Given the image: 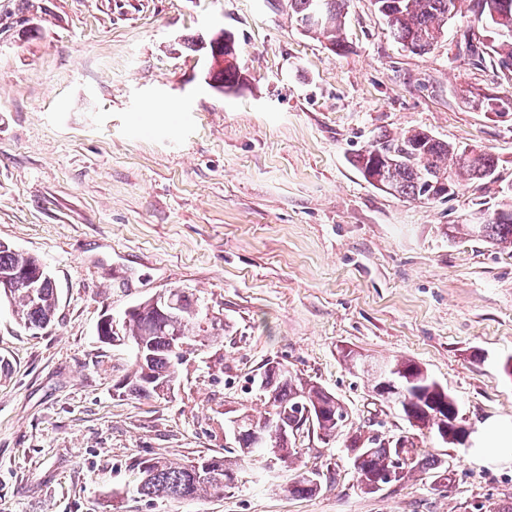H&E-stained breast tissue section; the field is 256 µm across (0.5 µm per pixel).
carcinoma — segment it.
I'll use <instances>...</instances> for the list:
<instances>
[{"mask_svg": "<svg viewBox=\"0 0 512 512\" xmlns=\"http://www.w3.org/2000/svg\"><path fill=\"white\" fill-rule=\"evenodd\" d=\"M322 3L320 24L308 36L325 41L329 50L346 52L350 43L345 34L346 0H268L275 10L287 9L295 22L303 20L312 6ZM385 19L391 36L406 50L426 54L438 43L440 29L458 12L461 0H374ZM474 22L496 35L488 46V56L503 62L512 60V0H469ZM225 33L215 34L209 41V78L215 87L231 93L242 84L236 45L223 44ZM354 166L362 173L375 166L382 171L384 185L407 199L429 200L428 182L438 185V192L448 198L457 193L462 182L491 183L497 180L498 159L479 151L462 156L459 147L443 141L428 131L410 130L399 136L380 134L372 144L356 154ZM468 235L492 245L512 247V222L506 224H469ZM38 258L0 249V275L16 268L32 265ZM174 307L159 312L162 296L142 302L125 312L119 335L99 334L104 342L131 345L133 360L129 372L120 381L123 394L144 399H165L171 386L180 378V366L186 355L204 346L207 340L224 336V320L208 316L199 298L179 289L167 291ZM9 305L20 326H39L50 320L56 310V286L43 284L37 296L26 290L13 292ZM390 366L404 372L416 386L410 399L395 405L401 416L413 427L438 428V406L455 403L454 397L427 370L412 360H396ZM254 378L255 391L263 399L264 413L255 415L248 406L237 410V427L232 434L234 447L224 455H203L188 464H178L159 457L135 463L140 475L134 491L149 499L194 500L224 495L237 487L239 476L253 469L264 470L274 460L285 463L296 454L295 434L306 428L299 405L320 410L313 424L314 432L324 442L336 439L348 419L344 404L329 390L288 370V366L262 365ZM404 457L400 478L413 471L431 475L447 487L454 471L436 455L416 447L404 436ZM394 444L379 437L351 435L346 449L354 452V473L364 484L385 475L394 464ZM300 472L286 487L293 496H313L328 487L326 479L319 486Z\"/></svg>", "mask_w": 512, "mask_h": 512, "instance_id": "obj_1", "label": "carcinoma"}]
</instances>
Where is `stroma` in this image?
Returning a JSON list of instances; mask_svg holds the SVG:
<instances>
[{
    "instance_id": "35a3bbf8",
    "label": "stroma",
    "mask_w": 512,
    "mask_h": 512,
    "mask_svg": "<svg viewBox=\"0 0 512 512\" xmlns=\"http://www.w3.org/2000/svg\"><path fill=\"white\" fill-rule=\"evenodd\" d=\"M349 51L304 36L266 0H0V242L53 277L50 326L0 303V512H492L512 506V465L412 430L343 355L410 359L455 398L465 426L512 419V250L464 234L512 188V122L464 89L512 97V71L460 51L465 13L431 52L391 38L374 0H347ZM233 34L245 76L209 84L210 38ZM425 130L478 145L500 179L439 202L368 183L355 154L380 133ZM170 289L228 325L164 400L120 393L129 347L104 316ZM277 361L346 406L343 435L306 431L275 475L221 498L132 493L141 457L220 455L226 411L264 405L248 381ZM414 435L455 470L370 493L346 435ZM328 466L312 497L283 493Z\"/></svg>"
}]
</instances>
